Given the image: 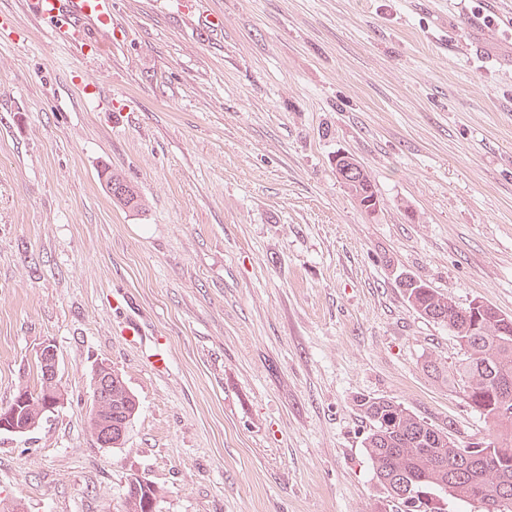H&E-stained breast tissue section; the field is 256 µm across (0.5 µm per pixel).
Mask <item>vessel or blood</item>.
Segmentation results:
<instances>
[{"label": "vessel or blood", "instance_id": "vessel-or-blood-1", "mask_svg": "<svg viewBox=\"0 0 512 512\" xmlns=\"http://www.w3.org/2000/svg\"><path fill=\"white\" fill-rule=\"evenodd\" d=\"M34 13L50 23L55 37L81 49L90 32L112 29V0H31Z\"/></svg>", "mask_w": 512, "mask_h": 512}]
</instances>
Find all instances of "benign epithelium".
Returning <instances> with one entry per match:
<instances>
[{
	"mask_svg": "<svg viewBox=\"0 0 512 512\" xmlns=\"http://www.w3.org/2000/svg\"><path fill=\"white\" fill-rule=\"evenodd\" d=\"M38 359L43 367L44 386L49 394L45 404L34 403L25 390H20L17 404L0 412V429L16 436H24L38 424L39 418L56 410L65 402V392L58 380V357L56 349L45 344L39 351ZM114 372L106 365L96 368L94 374L91 432L103 448L120 444L122 438H112V378Z\"/></svg>",
	"mask_w": 512,
	"mask_h": 512,
	"instance_id": "benign-epithelium-1",
	"label": "benign epithelium"
}]
</instances>
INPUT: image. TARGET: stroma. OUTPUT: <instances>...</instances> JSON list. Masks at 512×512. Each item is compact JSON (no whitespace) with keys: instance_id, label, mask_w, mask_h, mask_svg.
<instances>
[{"instance_id":"stroma-1","label":"stroma","mask_w":512,"mask_h":512,"mask_svg":"<svg viewBox=\"0 0 512 512\" xmlns=\"http://www.w3.org/2000/svg\"><path fill=\"white\" fill-rule=\"evenodd\" d=\"M509 17L512 0H112L101 53L0 0V407L46 343L67 395L0 432V512H122L134 474L157 512H386L355 397L488 435L427 368L460 358L455 338L399 282L512 316ZM101 363L139 401L118 448L89 430ZM351 180L345 183L346 187L358 203L366 211H375L379 204L374 186L365 171L349 176ZM112 183V197L126 207L136 208L142 205V198L134 185L127 182L118 172H112L108 178Z\"/></svg>"}]
</instances>
